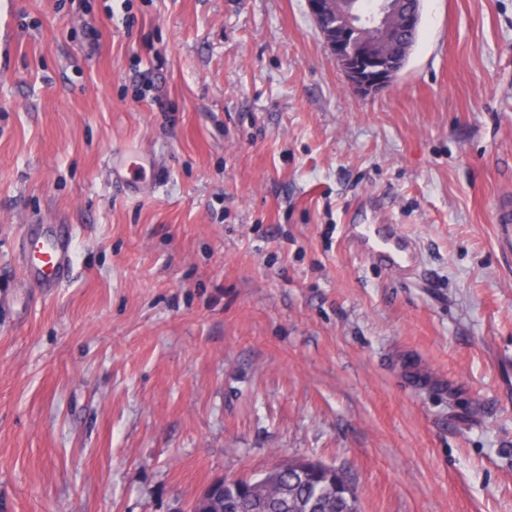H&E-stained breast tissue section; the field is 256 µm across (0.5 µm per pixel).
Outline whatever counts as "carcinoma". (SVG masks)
I'll return each mask as SVG.
<instances>
[{
    "instance_id": "1",
    "label": "carcinoma",
    "mask_w": 512,
    "mask_h": 512,
    "mask_svg": "<svg viewBox=\"0 0 512 512\" xmlns=\"http://www.w3.org/2000/svg\"><path fill=\"white\" fill-rule=\"evenodd\" d=\"M220 483L223 488L196 501L195 512H359L344 474L321 462L303 471L280 464L243 485Z\"/></svg>"
}]
</instances>
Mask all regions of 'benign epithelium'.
Returning <instances> with one entry per match:
<instances>
[{
    "label": "benign epithelium",
    "instance_id": "7a95c632",
    "mask_svg": "<svg viewBox=\"0 0 512 512\" xmlns=\"http://www.w3.org/2000/svg\"><path fill=\"white\" fill-rule=\"evenodd\" d=\"M351 0H307L325 48L345 78L364 94L388 87L404 67L420 24V0H376L367 15Z\"/></svg>",
    "mask_w": 512,
    "mask_h": 512
}]
</instances>
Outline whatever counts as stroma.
Listing matches in <instances>:
<instances>
[{
  "label": "stroma",
  "mask_w": 512,
  "mask_h": 512,
  "mask_svg": "<svg viewBox=\"0 0 512 512\" xmlns=\"http://www.w3.org/2000/svg\"><path fill=\"white\" fill-rule=\"evenodd\" d=\"M507 190L512 0H422L368 96L306 0H0V512H187L292 457L361 512H512ZM31 224L75 229L49 296ZM152 163L151 155L137 147L115 150L106 160L111 175L130 189L140 186ZM494 223L506 231L507 242L512 245V197L508 193L499 195L494 201ZM360 243L359 254L366 262L382 261L408 274L418 261L416 241L399 232L395 224H349Z\"/></svg>",
  "instance_id": "1"
}]
</instances>
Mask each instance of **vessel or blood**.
<instances>
[{"label": "vessel or blood", "instance_id": "1", "mask_svg": "<svg viewBox=\"0 0 512 512\" xmlns=\"http://www.w3.org/2000/svg\"><path fill=\"white\" fill-rule=\"evenodd\" d=\"M152 163L151 155L137 147L113 151L106 160L111 175L131 189L139 187ZM494 221L505 229L512 243V195L505 193L495 199ZM349 230L360 244L364 261H382L407 273L414 270L417 243L395 225L353 224ZM74 245V234L67 224H46L37 236L24 238L20 262L27 278L48 291L67 282L74 269Z\"/></svg>", "mask_w": 512, "mask_h": 512}]
</instances>
